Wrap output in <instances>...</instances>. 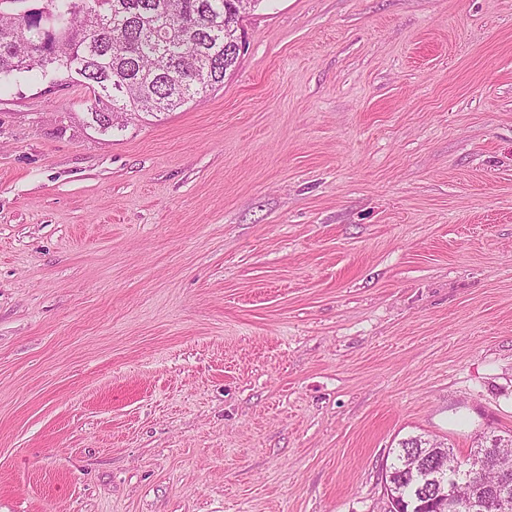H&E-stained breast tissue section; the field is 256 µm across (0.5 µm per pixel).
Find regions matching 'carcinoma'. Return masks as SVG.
I'll return each mask as SVG.
<instances>
[{"mask_svg": "<svg viewBox=\"0 0 512 512\" xmlns=\"http://www.w3.org/2000/svg\"><path fill=\"white\" fill-rule=\"evenodd\" d=\"M0 0V77L36 71L78 81L93 94L97 126L124 127L119 116L137 118L170 112L224 82L239 56L234 50L240 0H42L34 10L10 8ZM445 443L412 436L399 442L394 473L400 497L417 491L402 469L425 462ZM460 481L478 486L474 504H447V512H498L483 485L493 472Z\"/></svg>", "mask_w": 512, "mask_h": 512, "instance_id": "carcinoma-1", "label": "carcinoma"}]
</instances>
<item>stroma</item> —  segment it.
Segmentation results:
<instances>
[{
  "label": "stroma",
  "instance_id": "stroma-1",
  "mask_svg": "<svg viewBox=\"0 0 512 512\" xmlns=\"http://www.w3.org/2000/svg\"><path fill=\"white\" fill-rule=\"evenodd\" d=\"M98 131L0 84V512H383L512 434V0H261ZM399 446L398 450L392 452L393 454L395 453L394 461L391 462L389 466L387 464L385 465L389 471H394L393 480L392 474H390L388 478L386 477V480L384 476V488L388 500V508L386 511H397L395 503L398 499V493H396L397 490L395 483L398 484L400 488V497L404 501H414L416 494L419 493L418 491H415V487L412 484H409L404 478L406 472H402L401 470L409 466L412 459L426 462L427 460L429 461V458L442 454L443 451L447 453V450L448 458L441 459L438 462L434 459L430 463H425L423 470H412V476L414 479H419L420 481V485L417 490H420L425 485L430 484L434 489H437V500H442V503L448 501V497L453 494V489L448 486V483L445 481V471L447 469L446 460H452V457L457 458L453 452V448L444 442L424 439L421 436H412L403 439L399 442Z\"/></svg>",
  "mask_w": 512,
  "mask_h": 512
}]
</instances>
